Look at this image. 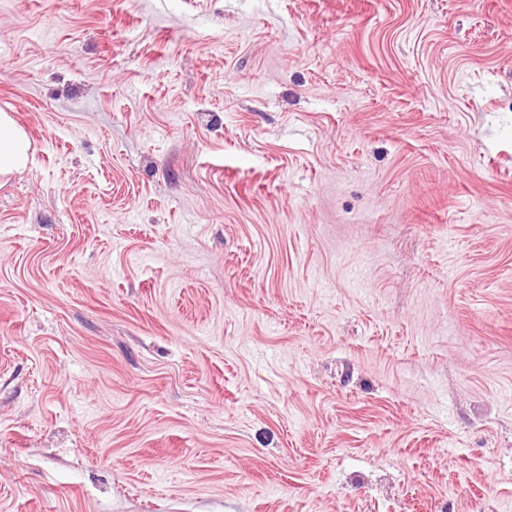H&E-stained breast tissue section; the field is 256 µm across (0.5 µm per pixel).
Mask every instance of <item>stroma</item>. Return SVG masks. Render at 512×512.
I'll list each match as a JSON object with an SVG mask.
<instances>
[{
    "label": "stroma",
    "instance_id": "1",
    "mask_svg": "<svg viewBox=\"0 0 512 512\" xmlns=\"http://www.w3.org/2000/svg\"><path fill=\"white\" fill-rule=\"evenodd\" d=\"M0 512H512V0H0ZM30 140L7 112L0 113V177L25 169L29 161Z\"/></svg>",
    "mask_w": 512,
    "mask_h": 512
}]
</instances>
